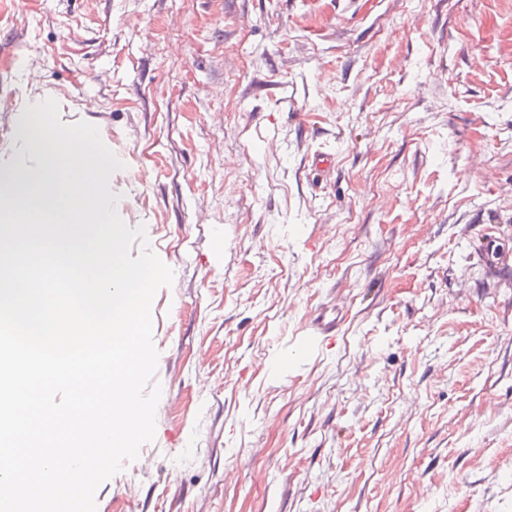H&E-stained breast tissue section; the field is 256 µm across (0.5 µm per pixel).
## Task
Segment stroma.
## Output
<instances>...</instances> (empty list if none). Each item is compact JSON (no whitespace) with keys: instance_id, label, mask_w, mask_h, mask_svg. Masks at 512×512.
Here are the masks:
<instances>
[{"instance_id":"35a3bbf8","label":"stroma","mask_w":512,"mask_h":512,"mask_svg":"<svg viewBox=\"0 0 512 512\" xmlns=\"http://www.w3.org/2000/svg\"><path fill=\"white\" fill-rule=\"evenodd\" d=\"M3 48L174 272L97 512H512V0H0ZM495 226L490 224L484 227L482 233L476 237L475 247L484 251L488 259L499 268L510 267V256L505 252L497 251Z\"/></svg>"}]
</instances>
